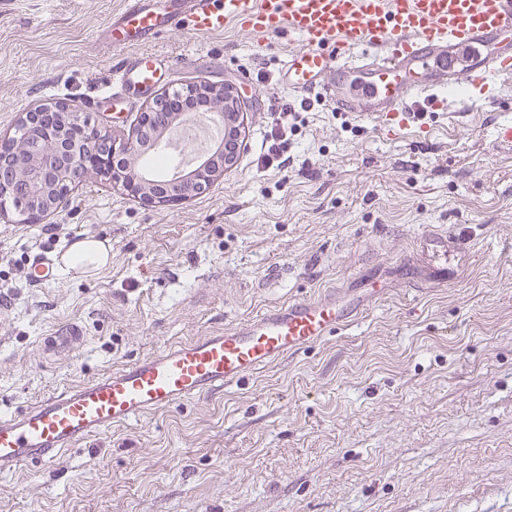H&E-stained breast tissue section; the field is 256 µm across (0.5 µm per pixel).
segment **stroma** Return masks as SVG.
Wrapping results in <instances>:
<instances>
[{
  "label": "stroma",
  "instance_id": "35a3bbf8",
  "mask_svg": "<svg viewBox=\"0 0 512 512\" xmlns=\"http://www.w3.org/2000/svg\"><path fill=\"white\" fill-rule=\"evenodd\" d=\"M124 0H0V136L48 99L129 131L157 91L233 82L238 160L197 198L151 207L86 178L41 224L0 221V414L168 344L326 288L382 283L350 326L241 384L112 428L48 466L0 474V512H512V142L500 112L451 103L386 137L279 81L282 33L241 23L167 31L118 51ZM154 92L113 94L130 54ZM287 167L261 158L285 112ZM463 225L459 277L416 291L402 267L424 233ZM112 260L61 265L65 243ZM57 259L34 285L33 263ZM78 329L67 350L48 337ZM110 247L95 239H82L68 247L62 261L66 267H74L78 261H87L93 269L105 267L110 262Z\"/></svg>",
  "mask_w": 512,
  "mask_h": 512
}]
</instances>
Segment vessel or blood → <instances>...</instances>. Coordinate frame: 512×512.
Listing matches in <instances>:
<instances>
[{"mask_svg":"<svg viewBox=\"0 0 512 512\" xmlns=\"http://www.w3.org/2000/svg\"><path fill=\"white\" fill-rule=\"evenodd\" d=\"M230 20L248 22L261 43L283 32L300 38L280 70L288 90L377 124L389 137L422 120L453 86L479 87L489 111L505 109L497 81L512 75V46L501 44L512 33V0H126L112 20V43L131 46L174 30L213 33ZM157 71L152 56L136 55L114 83L143 91ZM465 241L462 233L423 235L433 280L456 279ZM363 308L332 291L292 300L0 415V474L52 462L112 427L238 384L354 322Z\"/></svg>","mask_w":512,"mask_h":512,"instance_id":"vessel-or-blood-1","label":"vessel or blood"}]
</instances>
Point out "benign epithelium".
I'll return each mask as SVG.
<instances>
[{"label": "benign epithelium", "instance_id": "benign-epithelium-1", "mask_svg": "<svg viewBox=\"0 0 512 512\" xmlns=\"http://www.w3.org/2000/svg\"><path fill=\"white\" fill-rule=\"evenodd\" d=\"M177 96L207 99L224 116V142L194 169L169 179H156L136 168L142 154L165 132L159 126L165 114L173 123L180 116L171 111L173 97L168 91L157 94L123 138L90 126L67 100H48L21 113L19 137H0V219L40 224L57 213L90 175L154 207L178 205L204 193L236 165L246 100L229 82L189 83Z\"/></svg>", "mask_w": 512, "mask_h": 512}]
</instances>
